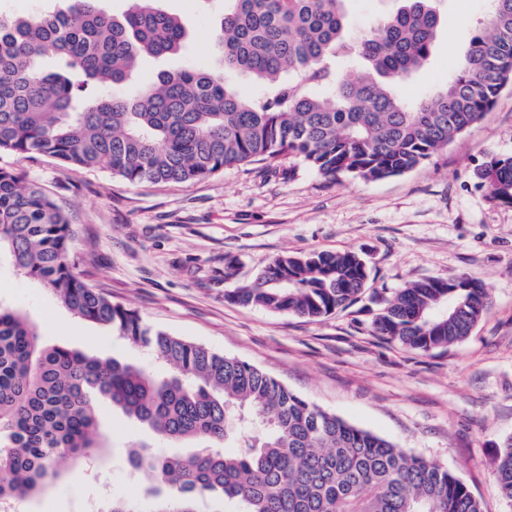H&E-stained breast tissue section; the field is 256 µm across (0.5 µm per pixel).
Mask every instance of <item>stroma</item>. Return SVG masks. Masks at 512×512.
Here are the masks:
<instances>
[{"label": "stroma", "mask_w": 512, "mask_h": 512, "mask_svg": "<svg viewBox=\"0 0 512 512\" xmlns=\"http://www.w3.org/2000/svg\"><path fill=\"white\" fill-rule=\"evenodd\" d=\"M188 30L180 54L143 60L134 79L216 63L221 0H161ZM487 0H454L432 65L400 87L418 99L443 84L487 15ZM512 154V87L483 119L414 170L378 181L329 182L288 160L225 168L182 184H132L110 172L69 174L50 157L0 154L54 196L75 231L77 273L136 310L151 327L254 364L297 395L399 448L447 467L483 512H512L494 474L512 437V204L475 185L490 155ZM354 250L369 280L349 308L308 319L228 301L286 254ZM481 281L492 307L461 343L421 353L374 334L372 320L404 283ZM0 301L22 307L47 343L134 359L124 339L75 317L46 289L0 263ZM142 478L122 454L94 476L67 482L23 512H83Z\"/></svg>", "instance_id": "35a3bbf8"}]
</instances>
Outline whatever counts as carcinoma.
Returning <instances> with one entry per match:
<instances>
[{"label":"carcinoma","mask_w":512,"mask_h":512,"mask_svg":"<svg viewBox=\"0 0 512 512\" xmlns=\"http://www.w3.org/2000/svg\"><path fill=\"white\" fill-rule=\"evenodd\" d=\"M348 0H224L216 66L162 71L131 92L147 58L178 54L187 32L157 0L116 19L100 0L0 17V154L51 157L73 173L106 170L130 183L203 180L233 165L286 156L326 180L378 181L415 169L477 124L512 86V0L476 26L448 80L416 104L395 92L431 63L446 0H395L360 33ZM55 54L60 67L40 61ZM356 61L355 77L343 66ZM247 78L257 91L236 85ZM476 186L512 204V155H492ZM74 232L53 197L0 168V257L75 316L147 360L102 359L50 345L23 309L0 302V503H25L65 479L59 461L91 471L109 446L100 403L151 440L124 450L149 482L103 512H198L204 497L234 512H482L448 469L358 428L235 357L144 324L74 271ZM354 251L282 256L237 304L310 319L366 288ZM483 284L432 277L397 289L375 332L409 350L464 341L488 312ZM243 442L227 450L230 442ZM495 474L512 502V437Z\"/></svg>","instance_id":"1"}]
</instances>
